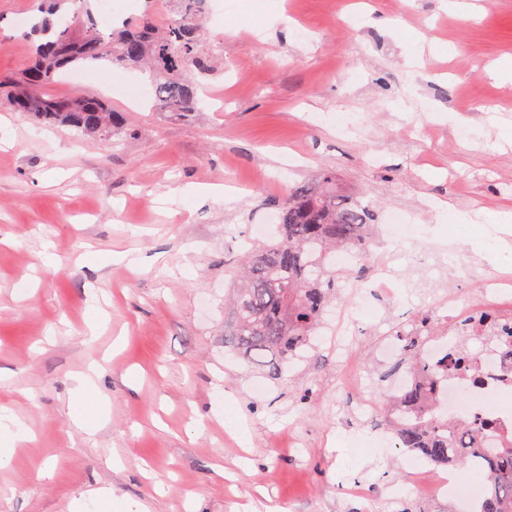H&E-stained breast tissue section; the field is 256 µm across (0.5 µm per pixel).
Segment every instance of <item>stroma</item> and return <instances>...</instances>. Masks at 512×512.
<instances>
[{"mask_svg":"<svg viewBox=\"0 0 512 512\" xmlns=\"http://www.w3.org/2000/svg\"><path fill=\"white\" fill-rule=\"evenodd\" d=\"M477 3L470 16L443 0H286L280 16L273 0H207L224 69L204 78L203 111L155 110L148 75L106 61L78 67L82 86L45 87L108 94L129 131L106 141L42 127L0 100V406L34 435L0 468V512H74L96 489L111 512H468L451 495L388 503L386 485L412 479L398 448L354 453L379 432L337 391L335 317L348 289L276 380L225 352L224 293L240 239L325 170L376 223L405 211L432 249L477 271L416 270L401 245L413 296L345 338L375 380L387 374L383 335L434 314L449 292L478 296L481 274L512 263L477 231L512 209V0ZM37 12V0H0L1 74L28 63L18 20ZM369 12L389 25H369ZM111 80L138 87V102L109 94ZM340 114L354 130L337 128ZM238 182L229 204L196 193ZM460 212L474 222L449 236ZM44 251L61 268L39 277ZM124 252L140 266L113 262ZM93 294L110 299L101 313ZM93 361L95 390L75 398L71 377ZM81 413L94 434L74 426ZM296 437L305 452H292Z\"/></svg>","mask_w":512,"mask_h":512,"instance_id":"obj_1","label":"stroma"}]
</instances>
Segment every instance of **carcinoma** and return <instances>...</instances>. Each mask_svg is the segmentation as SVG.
Segmentation results:
<instances>
[{
	"label": "carcinoma",
	"instance_id": "obj_1",
	"mask_svg": "<svg viewBox=\"0 0 512 512\" xmlns=\"http://www.w3.org/2000/svg\"><path fill=\"white\" fill-rule=\"evenodd\" d=\"M41 2L43 17L31 23L37 41L29 63L0 78V97L15 110L46 126L73 127L92 137L127 132L126 119L97 95L58 99L42 93L57 74L81 62L107 60L124 69H148L157 110L177 117L200 111L194 73L215 72L219 56L218 48H205L200 39L207 0H168L162 23L154 19L152 0H145L140 15L109 27L95 16L94 0ZM68 2L79 8L64 10ZM277 209L278 238L244 252L231 271L236 288L224 316V348L270 376L281 373L283 364L308 344L325 309L337 299L339 273L328 263L329 255L342 247L368 257L376 228L369 210L337 192L329 174L295 187ZM406 361L411 372L436 381L417 351L409 350ZM449 364L472 370L475 359L462 344ZM396 402L415 414L414 420L392 426L399 447L436 465H486L489 483L477 496L475 512H512V445L493 453L479 447L483 425L431 417L415 392Z\"/></svg>",
	"mask_w": 512,
	"mask_h": 512
}]
</instances>
